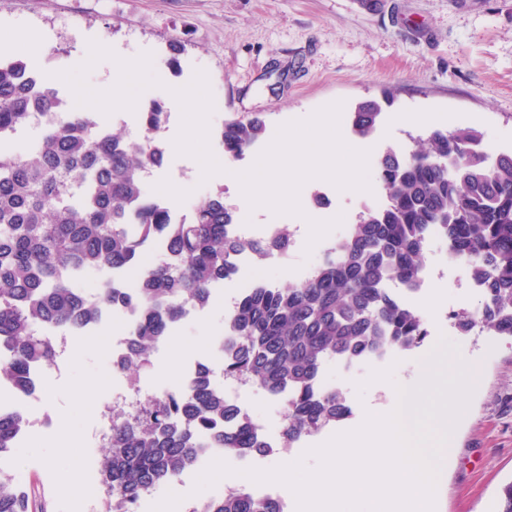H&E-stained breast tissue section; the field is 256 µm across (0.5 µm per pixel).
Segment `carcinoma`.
Returning a JSON list of instances; mask_svg holds the SVG:
<instances>
[{
    "label": "carcinoma",
    "instance_id": "obj_1",
    "mask_svg": "<svg viewBox=\"0 0 512 512\" xmlns=\"http://www.w3.org/2000/svg\"><path fill=\"white\" fill-rule=\"evenodd\" d=\"M37 114L45 123L35 145L14 152ZM166 119L154 100L137 135L114 133L97 116L68 108L56 84L27 61L0 54V374L16 389L30 388L34 366L54 362V333L84 328L114 307L133 304L139 312L119 371L145 363L187 303L209 304L213 286L234 273L235 255L288 254L286 227L273 238L237 236V216L221 192L179 222L164 199L147 193L146 175L164 161ZM382 119L379 103H360L352 131L368 138ZM266 131L258 114L224 118V157L240 158ZM483 141L473 127H435L408 151L386 150L374 164L384 204L364 208L310 274L284 288L252 287L225 315L224 376H243L281 399L284 444L350 416L344 394L319 384L325 363L422 346L425 321L394 288L418 289L432 237L480 285V306L449 316L458 335L477 329L512 339V153L490 154ZM157 237L168 261L152 266L132 293L112 284V270L133 267ZM90 273L105 274L93 294L76 286ZM28 428L25 416L0 411V459ZM201 437L235 456L272 451L204 363L135 419L112 421L98 470L104 512H130L145 491L179 478L195 464ZM0 512L47 510L28 490L0 480ZM206 512L282 509L239 490L207 499Z\"/></svg>",
    "mask_w": 512,
    "mask_h": 512
}]
</instances>
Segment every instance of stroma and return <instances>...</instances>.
Returning a JSON list of instances; mask_svg holds the SVG:
<instances>
[{
    "label": "stroma",
    "instance_id": "obj_1",
    "mask_svg": "<svg viewBox=\"0 0 512 512\" xmlns=\"http://www.w3.org/2000/svg\"><path fill=\"white\" fill-rule=\"evenodd\" d=\"M7 22L29 24L43 33L42 58L60 68L92 40L111 44L117 52L151 53L161 84L145 90L138 103H163L168 120L161 137L166 141L175 138L181 122L168 86L204 70L214 100L209 143L219 155L226 116L259 113L272 129L336 101L351 110L359 102L381 99L386 91L392 104L368 139L373 156L390 147L411 148L412 137L424 134V126L399 123V115L408 112H437L450 126H476L490 153L512 150V0H386L379 13L363 9L359 0H0V52L17 55L20 47L3 29ZM174 39L184 45L176 58L169 48ZM200 175L196 160L169 152L146 187L156 195L164 184L186 179L190 191L184 205L220 192L235 212H248L249 223L299 228L284 265L244 271V278L256 284L284 287L300 278L310 263L304 254L308 219L340 214L345 224L355 223L366 198L323 180L302 187L303 216L275 215L264 207L249 209L237 200L232 183H203ZM317 193L325 198L319 207L312 202ZM425 264L442 269L443 276L410 301L430 334L421 347L402 353L392 382H417L419 360L439 338L456 337L450 312L480 304L478 291L463 284L461 262L450 260L439 241L430 242ZM212 295L202 316L182 323L164 349L153 351L150 365L138 370L143 396L177 387L190 361L222 370L214 343L224 332L223 285H216ZM111 334L107 328L68 347L65 370L49 372L42 385L54 425L32 428L5 473L15 484L46 495L50 512H101L102 499L85 494L72 500L56 491L66 471L76 468L86 476L96 470L101 448L85 451L75 443L57 466L49 461L67 427L88 433L96 425L92 407L78 403L77 388L97 385L100 404L112 395L106 349ZM462 357L475 373V391L441 453L435 512H498L501 490L512 482V340L470 338ZM323 374L344 393L350 417L292 447L278 445L272 453L254 455L255 467L269 469L301 457L315 467L306 449L324 443L339 427L359 426L370 406L393 397L391 382L368 383L366 367L347 376L330 364ZM361 381L367 384L362 392L357 389Z\"/></svg>",
    "mask_w": 512,
    "mask_h": 512
}]
</instances>
